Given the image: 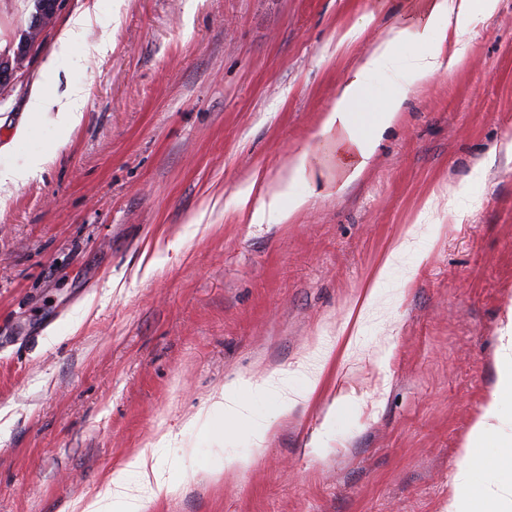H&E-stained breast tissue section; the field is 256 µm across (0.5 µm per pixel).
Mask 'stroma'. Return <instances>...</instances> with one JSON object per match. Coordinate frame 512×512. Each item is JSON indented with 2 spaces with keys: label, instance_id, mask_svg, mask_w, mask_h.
<instances>
[{
  "label": "stroma",
  "instance_id": "stroma-1",
  "mask_svg": "<svg viewBox=\"0 0 512 512\" xmlns=\"http://www.w3.org/2000/svg\"><path fill=\"white\" fill-rule=\"evenodd\" d=\"M424 6L69 0L0 89V168L53 154L0 192V512H82L225 383L324 350L306 403L254 399L263 451L242 424L220 449L184 432L162 460L175 490L146 512H448L512 320V0L476 13L448 73L372 76L369 99L403 85L409 101L361 178L337 185L321 134L345 75ZM33 10L0 0V51ZM84 12L108 51L74 63L58 38ZM39 85L83 88L71 132L16 137ZM305 151L323 176L288 189L307 204L252 223L241 193ZM238 455L252 465L225 466Z\"/></svg>",
  "mask_w": 512,
  "mask_h": 512
}]
</instances>
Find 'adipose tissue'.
<instances>
[{"label": "adipose tissue", "mask_w": 512, "mask_h": 512, "mask_svg": "<svg viewBox=\"0 0 512 512\" xmlns=\"http://www.w3.org/2000/svg\"><path fill=\"white\" fill-rule=\"evenodd\" d=\"M495 4L496 0H482L478 6L473 0H428L422 21L394 28L387 39L367 53L347 74L334 107L326 112L322 122V132L336 150V165L346 181H354L365 172L382 134L404 111L408 99L406 91L401 89L378 106H370L366 93L372 75L401 68L410 82L418 83L446 73L456 60L455 55L448 52L450 30L461 29L474 8H482L488 13ZM403 45L412 47L413 52L402 59L397 49ZM84 98L79 87L71 88L62 99L36 91L27 104L28 120L34 123L48 119L60 129H72L82 119ZM367 111L372 114V123L370 131L366 132L361 129L357 115ZM305 203V197L267 186L254 215L261 221L282 222ZM500 342L497 381L472 427L466 454L454 478L448 512H512L502 506L500 498L489 496L478 479L479 474L486 472L512 473V433H505L503 429L504 421L512 419V324L508 325L507 334ZM321 372V366L300 364L296 374L301 377L302 385L297 389L290 387L287 375L281 373L259 382L233 379L215 392L208 406L190 418L185 427L192 430L217 423L226 431L244 421L248 424L253 445L262 447L271 423L251 418L249 398L274 396L279 414H288L309 400L317 388ZM171 487L164 470L138 453L129 457L123 469L107 480L103 490L85 505L83 512H144L146 496L158 495Z\"/></svg>", "instance_id": "adipose-tissue-1"}]
</instances>
